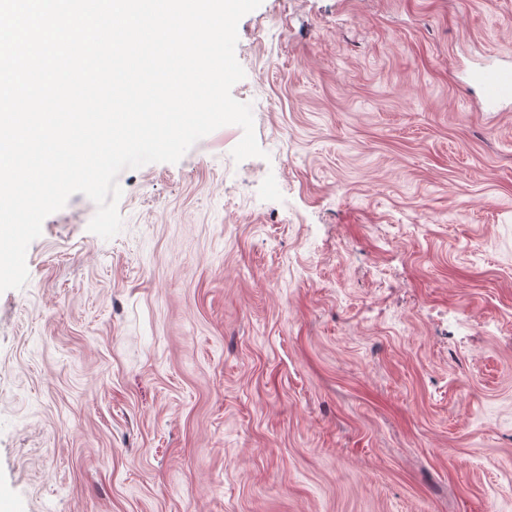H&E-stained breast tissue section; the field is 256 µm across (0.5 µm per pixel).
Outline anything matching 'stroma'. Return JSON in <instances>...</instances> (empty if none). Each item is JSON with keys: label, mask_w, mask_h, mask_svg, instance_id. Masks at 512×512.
<instances>
[{"label": "stroma", "mask_w": 512, "mask_h": 512, "mask_svg": "<svg viewBox=\"0 0 512 512\" xmlns=\"http://www.w3.org/2000/svg\"><path fill=\"white\" fill-rule=\"evenodd\" d=\"M223 126L0 293V512H512V0H262Z\"/></svg>", "instance_id": "35a3bbf8"}]
</instances>
